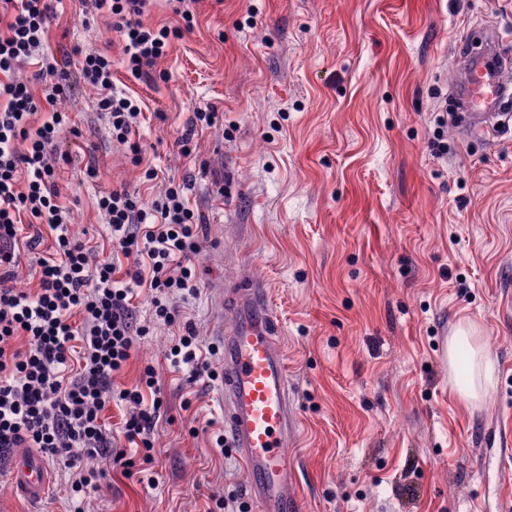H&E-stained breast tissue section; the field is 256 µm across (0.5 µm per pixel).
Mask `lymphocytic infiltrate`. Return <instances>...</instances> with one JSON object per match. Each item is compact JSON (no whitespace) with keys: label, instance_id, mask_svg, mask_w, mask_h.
Returning a JSON list of instances; mask_svg holds the SVG:
<instances>
[{"label":"lymphocytic infiltrate","instance_id":"obj_1","mask_svg":"<svg viewBox=\"0 0 512 512\" xmlns=\"http://www.w3.org/2000/svg\"><path fill=\"white\" fill-rule=\"evenodd\" d=\"M150 2L95 0L101 18L122 40L123 66L138 80L149 78L170 44L192 30L198 0H166L173 21L159 26L143 21ZM55 13L53 0H0V452L25 445L66 459L77 474L75 488L98 492L101 476L89 461L105 456L131 464L126 450L106 434L101 411L115 373L135 349L134 302L145 289L196 294L191 257L200 248L201 219L187 206L180 185H170L147 208L128 189L113 188L100 206L113 244L136 262L121 279L114 263L90 268L84 244L63 221L52 164L63 123L54 106L67 89L66 69L56 61L40 66L34 75L43 88L39 97L12 78L43 46ZM112 66L108 54L84 55L80 77L98 90L113 137L137 157L141 107L117 88ZM40 111L46 118L38 125L34 117ZM27 224L48 226L55 249L39 260L37 288L24 291L14 283V269L43 240L39 232L22 237ZM18 338L25 339V348L13 347ZM169 356L173 365L189 367L191 379L215 375L193 330L180 334ZM120 397L134 407L125 437L151 463L150 433L161 402L145 403L137 388Z\"/></svg>","mask_w":512,"mask_h":512}]
</instances>
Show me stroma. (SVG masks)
I'll list each match as a JSON object with an SVG mask.
<instances>
[{"instance_id": "obj_1", "label": "stroma", "mask_w": 512, "mask_h": 512, "mask_svg": "<svg viewBox=\"0 0 512 512\" xmlns=\"http://www.w3.org/2000/svg\"><path fill=\"white\" fill-rule=\"evenodd\" d=\"M496 31L512 56V0H200L151 81L117 73L142 101L137 162L78 78V51L117 58L120 39L93 0H63L44 51L73 86L56 104L70 126L56 163L70 232L97 264L112 252L102 196L123 185L149 203L179 183L204 220L199 290L164 295L172 324L139 295L143 334L102 411L132 453L120 391L162 399L152 464L97 458L112 488L89 494L55 460L32 502L1 455L0 512H207L221 500L255 512L223 441L220 379L190 380L167 358L188 323L223 371L224 328L251 285L279 323L300 512H512V130L463 139L455 119L437 122L457 98L465 36ZM210 106L222 120L182 154L178 137ZM463 327L494 362L476 404L448 367Z\"/></svg>"}]
</instances>
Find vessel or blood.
<instances>
[{
  "instance_id": "vessel-or-blood-1",
  "label": "vessel or blood",
  "mask_w": 512,
  "mask_h": 512,
  "mask_svg": "<svg viewBox=\"0 0 512 512\" xmlns=\"http://www.w3.org/2000/svg\"><path fill=\"white\" fill-rule=\"evenodd\" d=\"M464 82L460 99L466 122L460 136L474 131L494 133L497 110L512 90V60L464 58ZM261 291L240 293L234 324L224 333L225 426L231 445L250 475V496L256 512H297L298 501L290 492L292 468L284 453V439L293 427L289 407L288 376L277 325L262 313ZM16 494L42 499L49 488V466L33 452H15L9 471Z\"/></svg>"
}]
</instances>
